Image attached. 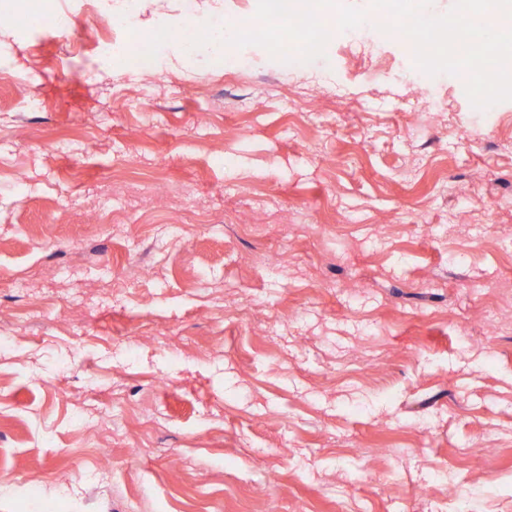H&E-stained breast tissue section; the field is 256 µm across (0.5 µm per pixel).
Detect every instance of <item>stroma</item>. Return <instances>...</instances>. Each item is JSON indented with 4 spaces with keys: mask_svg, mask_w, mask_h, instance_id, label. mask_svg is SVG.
I'll return each instance as SVG.
<instances>
[{
    "mask_svg": "<svg viewBox=\"0 0 512 512\" xmlns=\"http://www.w3.org/2000/svg\"><path fill=\"white\" fill-rule=\"evenodd\" d=\"M137 2L0 0V512H512V101Z\"/></svg>",
    "mask_w": 512,
    "mask_h": 512,
    "instance_id": "1",
    "label": "stroma"
}]
</instances>
